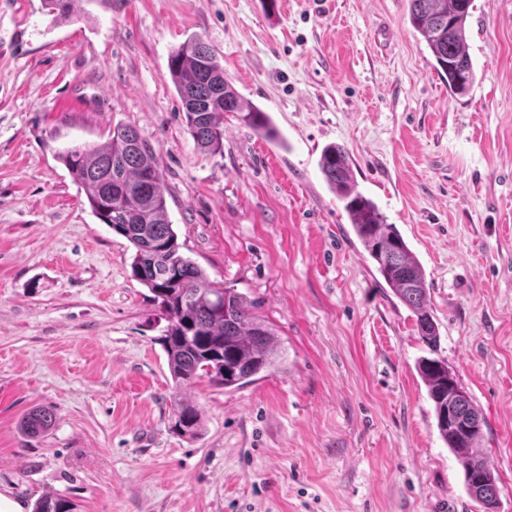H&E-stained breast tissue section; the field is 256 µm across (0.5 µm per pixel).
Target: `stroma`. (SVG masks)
Listing matches in <instances>:
<instances>
[{"instance_id":"obj_1","label":"stroma","mask_w":512,"mask_h":512,"mask_svg":"<svg viewBox=\"0 0 512 512\" xmlns=\"http://www.w3.org/2000/svg\"><path fill=\"white\" fill-rule=\"evenodd\" d=\"M200 35L269 140L224 115L199 149L167 61ZM477 79L451 96L407 0H0V512H480L436 427L427 347L319 170L331 143L422 263L438 356L481 411L512 512V0H473ZM136 127L185 256L246 294L281 370L183 389L132 247L59 154ZM55 419L31 435L24 417ZM172 416L169 430L178 437L194 438L202 428V412L195 405L174 395L171 401Z\"/></svg>"}]
</instances>
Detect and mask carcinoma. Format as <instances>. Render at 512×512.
Wrapping results in <instances>:
<instances>
[{
  "mask_svg": "<svg viewBox=\"0 0 512 512\" xmlns=\"http://www.w3.org/2000/svg\"><path fill=\"white\" fill-rule=\"evenodd\" d=\"M48 12L63 22L71 17L73 0H44ZM409 21L423 38L452 96L463 95L476 80L465 39L472 0H408ZM168 73L185 112L187 130L203 151L224 149V113L238 112L241 124L269 139L277 131L269 116L243 99L224 80V65L200 36H192L168 58ZM61 159L83 191L92 213L133 247L131 273L151 293L167 322L159 338L176 388L201 378L216 388L236 390L269 375L283 363L275 328L256 315L254 303L233 288L210 281L205 270L180 252L178 235L168 219L166 186L151 146L133 126L118 124L102 144L70 148ZM319 169L328 187L344 205L352 228L376 262L393 294L415 317L422 342L435 351L438 326L428 307L424 268L400 231L387 223L378 205L358 189L347 151L324 148ZM419 371L433 403L436 427L463 468L465 485L481 478L475 501L483 512H498L495 468L476 448L483 418L469 393L462 391L448 364L424 357ZM169 430L194 438L202 428L200 409L172 397ZM54 420L49 409L32 413L24 428L38 433ZM33 512H74V503L58 496L36 500Z\"/></svg>",
  "mask_w": 512,
  "mask_h": 512,
  "instance_id": "cac0c4a2",
  "label": "carcinoma"
}]
</instances>
